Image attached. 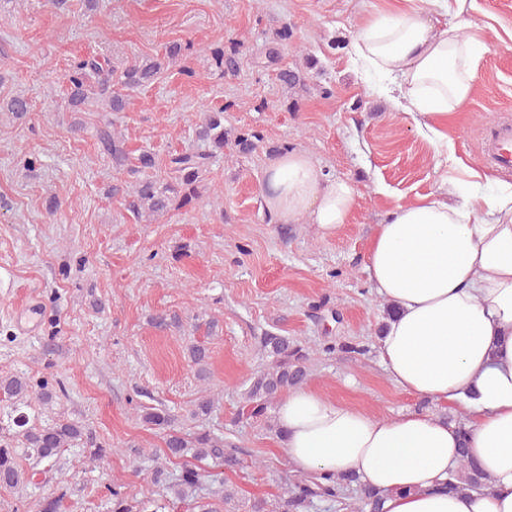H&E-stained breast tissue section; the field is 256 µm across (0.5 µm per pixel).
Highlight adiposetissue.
Segmentation results:
<instances>
[{"label":"adipose tissue","instance_id":"obj_1","mask_svg":"<svg viewBox=\"0 0 512 512\" xmlns=\"http://www.w3.org/2000/svg\"><path fill=\"white\" fill-rule=\"evenodd\" d=\"M480 41L459 24L435 25L414 0L375 12L351 41L358 78L405 103L417 132L449 151L443 129L471 99ZM262 197L279 221L306 219L325 233L345 224L357 191L310 155L273 160ZM365 271L396 310L380 357L401 392L460 408L465 431L423 412L377 416L304 387L278 402L290 464L300 472H353L386 493L383 512H512V184L492 195L444 194L397 204L381 224ZM467 446L493 484L451 493Z\"/></svg>","mask_w":512,"mask_h":512}]
</instances>
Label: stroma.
<instances>
[{
	"label": "stroma",
	"mask_w": 512,
	"mask_h": 512,
	"mask_svg": "<svg viewBox=\"0 0 512 512\" xmlns=\"http://www.w3.org/2000/svg\"><path fill=\"white\" fill-rule=\"evenodd\" d=\"M391 3L96 0L91 8L67 0L55 10L47 0H0V103L22 94L32 104L21 119L0 112V376L57 380L62 392L46 405L47 419L84 421L111 450L97 461L77 448L63 453L61 512H105L113 484L151 496L146 477L160 464L178 477L182 460H167L163 432L142 421L141 409L164 406L189 429V411L205 395L215 400L205 429L243 450L229 475L234 512L276 492L292 470L271 428L276 411L241 414L251 377L271 363L267 332L311 347L306 384L326 398L388 418L417 410L459 419L458 410L391 384L378 350L387 304L365 272L371 241L396 204L462 176L408 114L351 69L350 42L371 12ZM466 16L465 36L486 50L473 96L445 132L491 194L501 177L487 155L493 124L512 118V0H469ZM283 29L290 39H279ZM234 41L241 69L215 74L201 47ZM174 42L199 52L136 90L128 111L68 110L74 59L118 66L162 55ZM284 68L304 79L292 110L277 79ZM219 108L225 128L248 125L264 140L247 155L226 147L191 206L140 220L123 197L106 198L118 174L99 150L96 127L113 124L132 154L164 160L197 147L198 124ZM77 122L83 131H73ZM282 145L353 182L357 203L337 231L302 219L283 224L266 209L265 171ZM52 196L59 206L51 212ZM32 301L43 320L28 336L14 315ZM160 314L180 322L158 328ZM194 345L207 350L205 368L189 358ZM355 345L365 354L352 353Z\"/></svg>",
	"instance_id": "obj_1"
}]
</instances>
